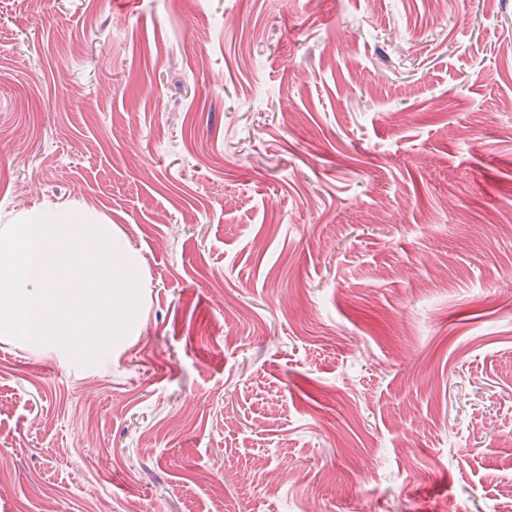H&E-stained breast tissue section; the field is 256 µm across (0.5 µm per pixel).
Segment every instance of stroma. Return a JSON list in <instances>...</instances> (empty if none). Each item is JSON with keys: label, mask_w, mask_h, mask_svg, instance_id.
<instances>
[{"label": "stroma", "mask_w": 512, "mask_h": 512, "mask_svg": "<svg viewBox=\"0 0 512 512\" xmlns=\"http://www.w3.org/2000/svg\"><path fill=\"white\" fill-rule=\"evenodd\" d=\"M57 207L140 319L0 336V512H512V0H0V226Z\"/></svg>", "instance_id": "stroma-1"}]
</instances>
